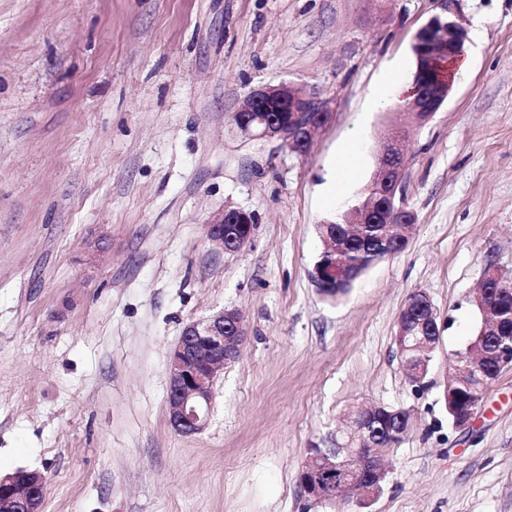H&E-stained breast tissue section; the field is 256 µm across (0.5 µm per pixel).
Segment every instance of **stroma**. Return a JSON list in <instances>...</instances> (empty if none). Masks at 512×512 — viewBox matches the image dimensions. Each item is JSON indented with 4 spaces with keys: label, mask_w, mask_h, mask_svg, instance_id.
I'll list each match as a JSON object with an SVG mask.
<instances>
[{
    "label": "stroma",
    "mask_w": 512,
    "mask_h": 512,
    "mask_svg": "<svg viewBox=\"0 0 512 512\" xmlns=\"http://www.w3.org/2000/svg\"><path fill=\"white\" fill-rule=\"evenodd\" d=\"M436 0H0V472L41 471V512H512V368L470 423L448 420L454 355L487 272L512 279V0H463L469 67L407 145L401 253L343 295L311 274L318 226L364 194L407 124ZM319 87L307 153L245 139L252 88ZM387 103L373 108L375 95ZM355 170L325 185L346 144ZM247 246L212 245L225 207ZM438 312L424 388L394 335L409 296ZM243 315L208 427L173 431L167 363L184 325ZM412 414L380 494L314 501L300 483L353 406ZM254 223V215L250 212L238 208L225 209L215 220L206 224L205 233L212 244L226 252L235 253L249 242Z\"/></svg>",
    "instance_id": "stroma-1"
}]
</instances>
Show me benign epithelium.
<instances>
[{
  "label": "benign epithelium",
  "mask_w": 512,
  "mask_h": 512,
  "mask_svg": "<svg viewBox=\"0 0 512 512\" xmlns=\"http://www.w3.org/2000/svg\"><path fill=\"white\" fill-rule=\"evenodd\" d=\"M439 12L419 29L415 36L416 55L436 68L429 93H414L405 111L412 113L415 126L428 122L440 109L452 85L448 46L461 54L467 30L460 22L461 0H437ZM276 112L261 118L260 112ZM237 129L253 140H279L298 152H306L315 130L330 118L328 103L314 86L290 83L264 84L252 89L243 104L232 114ZM411 129L395 131L388 139L377 161L374 185L382 202L367 211L352 209L345 215L346 224H391L398 210L393 205L396 190H404L407 166L406 145ZM254 215L243 209H226L205 225L208 241L226 252L243 249L251 238ZM359 277L354 269L336 264V250L324 249L312 272L313 282L321 294L331 297L334 289L328 282L341 278L348 284ZM425 315L438 317L430 297L421 292L413 313L399 317L395 344L408 382L423 387L427 359L420 352H433L439 342V332L415 340V319ZM245 340L241 314L236 308H224L207 318L187 323L172 348L167 365V413L175 432L193 435L208 425L213 399V386L225 367L236 362L239 347ZM499 349L491 353L495 359L492 377L512 364V336H501ZM410 423L399 410L366 403L358 406V414L345 415L336 431L333 448H315L302 473L304 491L320 502L334 503L341 490L351 487L363 499L370 500L380 493L387 471L378 456L376 441L389 446L402 442L409 433ZM46 491V477L37 470L19 469L0 474V512H41Z\"/></svg>",
  "instance_id": "obj_1"
}]
</instances>
